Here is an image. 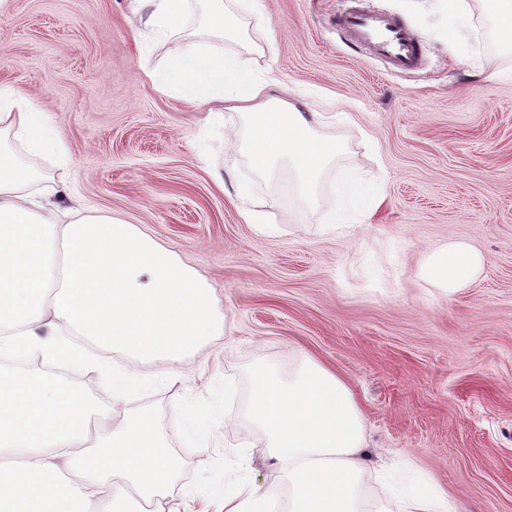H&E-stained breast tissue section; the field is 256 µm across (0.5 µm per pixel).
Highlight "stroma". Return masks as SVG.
Wrapping results in <instances>:
<instances>
[{
    "label": "stroma",
    "mask_w": 512,
    "mask_h": 512,
    "mask_svg": "<svg viewBox=\"0 0 512 512\" xmlns=\"http://www.w3.org/2000/svg\"><path fill=\"white\" fill-rule=\"evenodd\" d=\"M448 30L447 0H364L419 39L423 63L397 73L336 25L350 0H254L245 56L344 152L314 206L288 168L258 175L242 145L247 118L174 98L145 77L175 51L129 0H7L0 83L22 88L55 123L63 160L23 153L61 207L135 224L216 291L224 333L175 370L139 367L141 387L112 414L150 412L180 469L168 499L215 512L246 483L288 507V483L246 421L254 371L281 373L309 353L350 386L364 414L367 502L406 512L376 477L388 465L412 491L437 490L457 512H512V48L487 0ZM498 80L484 81L485 73ZM376 187L342 213L338 174ZM224 178L216 186L214 175ZM263 214L249 224L242 209ZM465 241L484 256L460 288L424 281L434 249Z\"/></svg>",
    "instance_id": "1"
}]
</instances>
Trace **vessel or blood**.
Instances as JSON below:
<instances>
[{
  "instance_id": "obj_1",
  "label": "vessel or blood",
  "mask_w": 512,
  "mask_h": 512,
  "mask_svg": "<svg viewBox=\"0 0 512 512\" xmlns=\"http://www.w3.org/2000/svg\"><path fill=\"white\" fill-rule=\"evenodd\" d=\"M338 24L352 42L371 46L375 54L395 70L407 72L418 68L420 43L397 19L353 10L341 15Z\"/></svg>"
}]
</instances>
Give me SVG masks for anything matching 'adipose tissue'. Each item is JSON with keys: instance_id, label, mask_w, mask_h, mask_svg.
I'll use <instances>...</instances> for the list:
<instances>
[{"instance_id": "ef3b65f1", "label": "adipose tissue", "mask_w": 512, "mask_h": 512, "mask_svg": "<svg viewBox=\"0 0 512 512\" xmlns=\"http://www.w3.org/2000/svg\"><path fill=\"white\" fill-rule=\"evenodd\" d=\"M146 23L176 36L187 0H136ZM156 87L188 101L214 100L244 113L254 170L281 161L313 204L318 181L342 151L316 135L294 103L257 79L240 55L184 42L149 69ZM27 151L57 155L54 126L17 88L0 85V132ZM32 168L0 145V354L31 353L50 362L101 371L114 402L135 391L143 360L179 365L195 347L221 336L224 316L213 289L135 225L108 214L60 209L51 196L28 193ZM483 263L465 243H449L425 260L423 278L442 288L466 284ZM110 353L128 357L112 368ZM111 408L70 383L26 370L0 372V512H177L166 491L177 457L150 414L91 436ZM249 420L266 435L291 491L289 512L367 510L362 495L368 450L364 417L349 386L315 358L254 377Z\"/></svg>"}]
</instances>
